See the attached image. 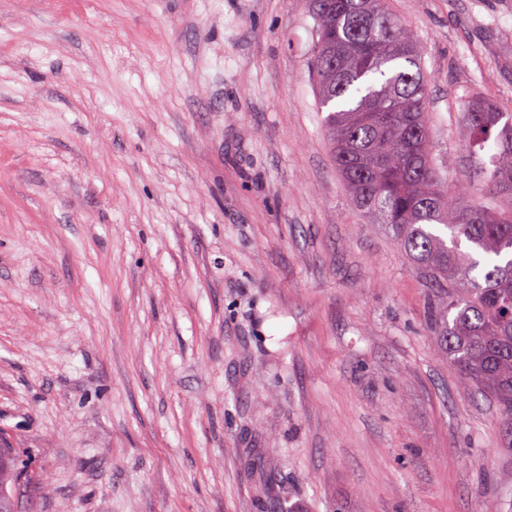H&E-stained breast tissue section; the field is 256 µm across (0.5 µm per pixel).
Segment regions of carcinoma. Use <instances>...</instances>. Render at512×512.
I'll return each instance as SVG.
<instances>
[{"instance_id":"carcinoma-1","label":"carcinoma","mask_w":512,"mask_h":512,"mask_svg":"<svg viewBox=\"0 0 512 512\" xmlns=\"http://www.w3.org/2000/svg\"><path fill=\"white\" fill-rule=\"evenodd\" d=\"M316 21L311 84L332 161L361 213L391 230L435 289L429 329L464 388L495 400L512 437V112L473 97L465 122L490 152L474 177L508 196L496 210L468 203L472 183L450 189L432 154L430 77L412 31L387 0H308ZM0 496L19 471L12 449Z\"/></svg>"}]
</instances>
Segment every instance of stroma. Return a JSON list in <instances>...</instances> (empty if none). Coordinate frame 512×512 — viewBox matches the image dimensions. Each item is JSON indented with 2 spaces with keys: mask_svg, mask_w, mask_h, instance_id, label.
I'll use <instances>...</instances> for the list:
<instances>
[{
  "mask_svg": "<svg viewBox=\"0 0 512 512\" xmlns=\"http://www.w3.org/2000/svg\"><path fill=\"white\" fill-rule=\"evenodd\" d=\"M433 152L512 0H391ZM307 0H0V444L21 512H512L494 401L333 169Z\"/></svg>",
  "mask_w": 512,
  "mask_h": 512,
  "instance_id": "1",
  "label": "stroma"
}]
</instances>
